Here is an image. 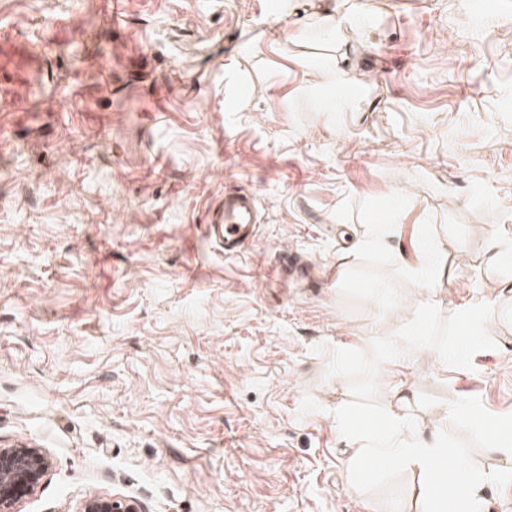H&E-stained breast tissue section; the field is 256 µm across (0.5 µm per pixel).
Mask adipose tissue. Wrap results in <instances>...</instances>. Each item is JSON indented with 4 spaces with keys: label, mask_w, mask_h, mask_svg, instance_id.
<instances>
[{
    "label": "adipose tissue",
    "mask_w": 512,
    "mask_h": 512,
    "mask_svg": "<svg viewBox=\"0 0 512 512\" xmlns=\"http://www.w3.org/2000/svg\"><path fill=\"white\" fill-rule=\"evenodd\" d=\"M346 431L354 442L345 465L351 482L368 474L372 462H397L420 476L413 490L415 512H472L481 502L484 489L501 483L503 474L482 472L467 482L455 479L446 462L453 456L437 438L421 435L412 415L411 403L394 393L383 425L364 416L345 420Z\"/></svg>",
    "instance_id": "1"
}]
</instances>
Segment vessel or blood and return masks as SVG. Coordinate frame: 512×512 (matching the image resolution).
I'll return each instance as SVG.
<instances>
[{
  "instance_id": "vessel-or-blood-1",
  "label": "vessel or blood",
  "mask_w": 512,
  "mask_h": 512,
  "mask_svg": "<svg viewBox=\"0 0 512 512\" xmlns=\"http://www.w3.org/2000/svg\"><path fill=\"white\" fill-rule=\"evenodd\" d=\"M258 222L259 210L254 194L228 191L211 213L206 236L223 249L225 257H235L254 240Z\"/></svg>"
}]
</instances>
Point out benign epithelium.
Listing matches in <instances>:
<instances>
[{
    "instance_id": "obj_1",
    "label": "benign epithelium",
    "mask_w": 512,
    "mask_h": 512,
    "mask_svg": "<svg viewBox=\"0 0 512 512\" xmlns=\"http://www.w3.org/2000/svg\"><path fill=\"white\" fill-rule=\"evenodd\" d=\"M50 465L48 454L41 448L1 447L0 512H17L19 502L40 487ZM78 512H142V506L135 498L96 497L84 501Z\"/></svg>"
}]
</instances>
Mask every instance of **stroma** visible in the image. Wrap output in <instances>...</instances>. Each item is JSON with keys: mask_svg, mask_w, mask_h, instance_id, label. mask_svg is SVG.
Segmentation results:
<instances>
[{"mask_svg": "<svg viewBox=\"0 0 512 512\" xmlns=\"http://www.w3.org/2000/svg\"><path fill=\"white\" fill-rule=\"evenodd\" d=\"M315 4L0 0V446L53 461L21 512H411L410 469L350 482L339 421L398 386L461 477L502 469L512 0H335L338 41ZM259 224V210L254 194L245 191H224V198L215 207L206 224V236L224 249V256H239L252 242ZM485 436L489 440V442L493 445L491 448L492 451L499 452V454L504 456V460L506 461V469L511 473V459H512V448L510 447L511 443V427L504 425L492 424L485 428ZM504 436L508 437V446L502 445V439ZM500 447V448H498ZM503 452V453H500ZM135 498L96 497L85 500L77 512H142Z\"/></svg>", "mask_w": 512, "mask_h": 512, "instance_id": "35a3bbf8", "label": "stroma"}]
</instances>
